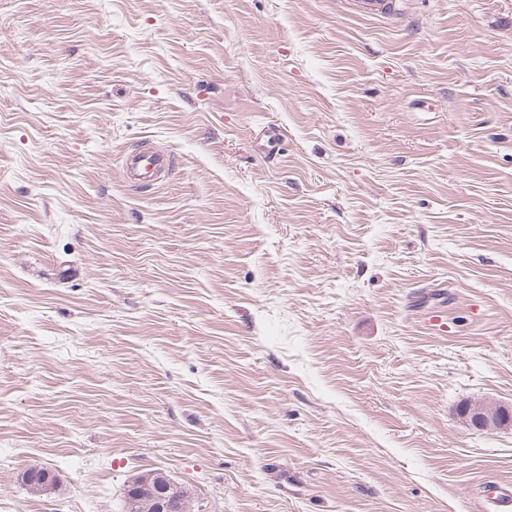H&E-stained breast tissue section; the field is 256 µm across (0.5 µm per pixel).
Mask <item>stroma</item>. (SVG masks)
Instances as JSON below:
<instances>
[{
  "label": "stroma",
  "mask_w": 512,
  "mask_h": 512,
  "mask_svg": "<svg viewBox=\"0 0 512 512\" xmlns=\"http://www.w3.org/2000/svg\"><path fill=\"white\" fill-rule=\"evenodd\" d=\"M393 3L0 0V512L153 469L194 512L512 483L459 413L512 407V0ZM169 159L156 152H127L122 157V169L131 185H158L164 181Z\"/></svg>",
  "instance_id": "stroma-1"
}]
</instances>
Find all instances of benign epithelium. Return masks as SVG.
<instances>
[{
	"label": "benign epithelium",
	"instance_id": "1",
	"mask_svg": "<svg viewBox=\"0 0 512 512\" xmlns=\"http://www.w3.org/2000/svg\"><path fill=\"white\" fill-rule=\"evenodd\" d=\"M493 402H480L473 410L478 426L491 429L503 426L494 412ZM126 512H191L187 495L180 492L161 470H148L135 475L126 490Z\"/></svg>",
	"mask_w": 512,
	"mask_h": 512
}]
</instances>
